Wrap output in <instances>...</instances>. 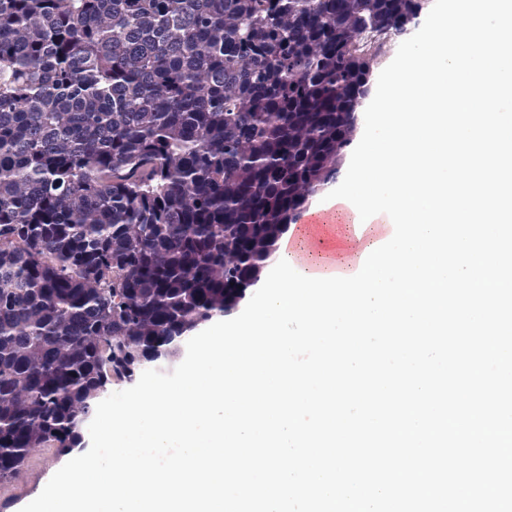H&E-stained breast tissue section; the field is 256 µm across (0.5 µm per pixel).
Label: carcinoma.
<instances>
[{
	"label": "carcinoma",
	"mask_w": 512,
	"mask_h": 512,
	"mask_svg": "<svg viewBox=\"0 0 512 512\" xmlns=\"http://www.w3.org/2000/svg\"><path fill=\"white\" fill-rule=\"evenodd\" d=\"M422 0H0V482L234 310ZM434 0H426L424 9L416 20L415 24L412 25L405 36L402 38H398L397 42L390 35H380L375 37L374 39H370L359 44H356L354 49L362 54L370 58L373 62H376L379 58L385 56L389 52H391L396 43V47L393 52H391L381 63H374V81L369 95L366 97V100H372L375 90L376 83L379 73L385 68L394 58L397 48L401 42L412 36L419 28L420 24L424 22L427 14L432 8Z\"/></svg>",
	"instance_id": "cac0c4a2"
}]
</instances>
